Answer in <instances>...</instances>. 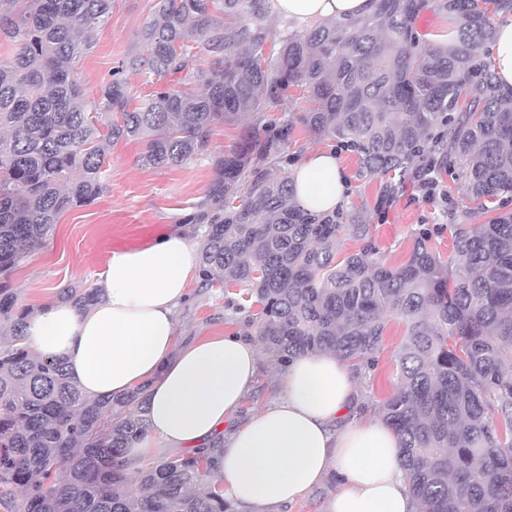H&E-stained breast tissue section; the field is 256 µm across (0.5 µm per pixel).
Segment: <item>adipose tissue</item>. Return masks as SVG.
Wrapping results in <instances>:
<instances>
[{
    "label": "adipose tissue",
    "instance_id": "1",
    "mask_svg": "<svg viewBox=\"0 0 512 512\" xmlns=\"http://www.w3.org/2000/svg\"><path fill=\"white\" fill-rule=\"evenodd\" d=\"M293 28L357 17L370 0H272ZM301 208L326 213L343 203L347 179L333 153L307 154L294 168ZM199 265L182 235L113 252L98 302L87 309L56 301L30 317L24 343L60 356L88 396L120 398L147 387L149 430L134 460L159 446L198 450L223 438L218 461L225 491L241 512H281L311 488L335 478L328 512H414L397 434L353 414L356 377L331 353L302 354L279 378L281 393L244 422L236 416L251 389L258 348L240 336L181 343L176 313Z\"/></svg>",
    "mask_w": 512,
    "mask_h": 512
}]
</instances>
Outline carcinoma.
<instances>
[{"mask_svg":"<svg viewBox=\"0 0 512 512\" xmlns=\"http://www.w3.org/2000/svg\"><path fill=\"white\" fill-rule=\"evenodd\" d=\"M373 2L361 17L287 27L275 41L271 0H157L141 33L146 52L126 57L91 101L71 62L91 52L112 0H0V39L16 46L0 62L6 512H230L217 472L223 439L129 477L122 457L148 431L146 390L88 398L62 358L23 344L31 310L16 306L9 275L63 213L100 195L109 149L129 140L145 142L146 168L210 156L207 194L185 218L203 228L201 281L238 289L233 313L257 325L282 365L330 351L369 376L387 321L403 323L394 391L360 410L373 408L398 434L415 512H512V215L448 225L446 259L432 246L439 229L422 224L408 257L388 265L356 214L309 213L292 179L269 172L299 125L353 148L371 175L403 176L437 152L480 214L512 193V91L484 60L512 0ZM428 10L446 15L455 36H421L416 20ZM130 73L151 87L137 102ZM292 91L305 111L265 122L260 113ZM245 113L254 120L236 146L211 154L214 127ZM349 238L361 247L342 257ZM59 299L89 307L99 290L64 288Z\"/></svg>","mask_w":512,"mask_h":512,"instance_id":"obj_1","label":"carcinoma"}]
</instances>
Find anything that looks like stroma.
Segmentation results:
<instances>
[{
	"label": "stroma",
	"mask_w": 512,
	"mask_h": 512,
	"mask_svg": "<svg viewBox=\"0 0 512 512\" xmlns=\"http://www.w3.org/2000/svg\"><path fill=\"white\" fill-rule=\"evenodd\" d=\"M156 0H113L107 21L92 33L94 48L75 61L73 71L86 97L97 96L101 83L113 67L130 53L141 51L142 29L155 17ZM138 141L119 142L105 162L103 192L91 204L64 213L46 244L27 254L10 274L17 305L40 311L55 301L61 288L96 286L113 251L148 244L161 232H179L191 245L200 233L185 223V216L204 197L213 178L208 159L199 158L171 168L146 169L139 156ZM336 159L349 182L342 203L347 212L358 213L369 224L373 238L387 263L404 260L411 247V231L420 224H481L453 168L442 167L440 175L448 189V208L439 210L418 197L413 182H405L386 214H379L378 201L387 179L361 169L356 154L336 149ZM191 299L177 312L180 337H208L231 333L256 337V326L233 314L221 289H202L198 277L188 283ZM402 323L389 322L383 339L385 357L370 377L356 385L359 402L381 400L393 391L395 367L390 362L403 335ZM282 368L268 352H261L255 383L237 415L245 421L280 394L277 376Z\"/></svg>",
	"instance_id": "1"
}]
</instances>
